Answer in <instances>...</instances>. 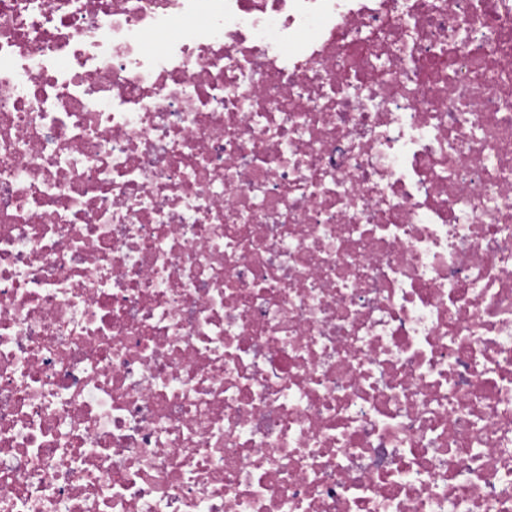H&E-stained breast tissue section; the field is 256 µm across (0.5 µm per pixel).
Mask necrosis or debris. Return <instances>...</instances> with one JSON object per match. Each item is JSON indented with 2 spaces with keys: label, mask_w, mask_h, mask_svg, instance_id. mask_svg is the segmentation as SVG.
Here are the masks:
<instances>
[{
  "label": "necrosis or debris",
  "mask_w": 512,
  "mask_h": 512,
  "mask_svg": "<svg viewBox=\"0 0 512 512\" xmlns=\"http://www.w3.org/2000/svg\"><path fill=\"white\" fill-rule=\"evenodd\" d=\"M0 512H512V0H0Z\"/></svg>",
  "instance_id": "4bbe7bcc"
}]
</instances>
